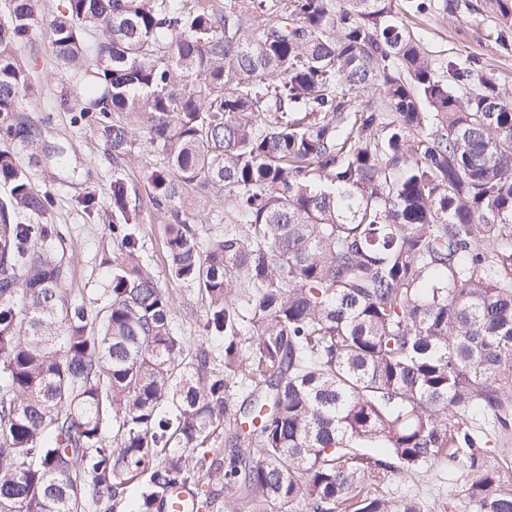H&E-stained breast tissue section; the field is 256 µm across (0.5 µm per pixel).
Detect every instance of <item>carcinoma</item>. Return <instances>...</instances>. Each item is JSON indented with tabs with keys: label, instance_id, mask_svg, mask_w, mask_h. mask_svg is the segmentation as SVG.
Wrapping results in <instances>:
<instances>
[{
	"label": "carcinoma",
	"instance_id": "carcinoma-1",
	"mask_svg": "<svg viewBox=\"0 0 512 512\" xmlns=\"http://www.w3.org/2000/svg\"><path fill=\"white\" fill-rule=\"evenodd\" d=\"M37 2L4 0L0 20V512H166L215 481L256 509L417 512L361 495L358 473L461 448L470 512H512L464 422L479 407L512 426V96L405 23L459 0H64L50 20ZM485 4L512 24V0ZM38 26L61 67L95 62L63 94L112 155L95 311L58 226L27 222L52 198L14 147L65 160L25 112L15 49ZM141 137L164 160L145 193L171 219L168 275L204 298L213 347L181 335L143 253L124 170ZM214 192L213 232L177 203Z\"/></svg>",
	"mask_w": 512,
	"mask_h": 512
}]
</instances>
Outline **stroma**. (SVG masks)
I'll return each instance as SVG.
<instances>
[{
  "label": "stroma",
  "mask_w": 512,
  "mask_h": 512,
  "mask_svg": "<svg viewBox=\"0 0 512 512\" xmlns=\"http://www.w3.org/2000/svg\"><path fill=\"white\" fill-rule=\"evenodd\" d=\"M498 20L486 10L484 0H461L453 14H436L418 21L413 31L431 48L447 49L452 56H474L491 73L512 90V47L502 46L497 34ZM20 57L28 59L37 95L27 103V112L42 123L45 142L67 150V161L59 165L46 157L27 159L35 187L50 193L53 207L48 223L58 225L69 245L73 273V292L85 302L94 303L107 297V281L101 274L100 260L113 250L112 209L106 198L112 180V157L93 128L74 123L80 109L79 100L62 102L63 88L78 84L76 70H60L48 47L43 30H36L32 45L19 48ZM96 195L99 207L86 216L80 205L87 195ZM140 235L147 255L155 260V272L176 305L190 304L197 315L205 308L193 290L169 280L163 262V222L145 209ZM468 452L460 450L455 461L444 459L428 465L422 473L404 476L396 472L360 476L364 491L394 504L414 502L420 512H464L460 505L463 484L469 474Z\"/></svg>",
  "instance_id": "35a3bbf8"
}]
</instances>
